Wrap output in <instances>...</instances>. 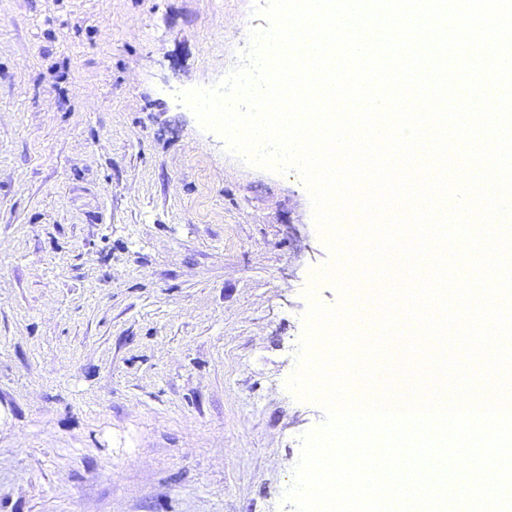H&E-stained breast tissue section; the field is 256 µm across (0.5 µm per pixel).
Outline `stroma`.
I'll return each instance as SVG.
<instances>
[{
    "mask_svg": "<svg viewBox=\"0 0 512 512\" xmlns=\"http://www.w3.org/2000/svg\"><path fill=\"white\" fill-rule=\"evenodd\" d=\"M253 0H0V512H297L287 387L334 254L180 92ZM314 296H307V289Z\"/></svg>",
    "mask_w": 512,
    "mask_h": 512,
    "instance_id": "1",
    "label": "stroma"
}]
</instances>
